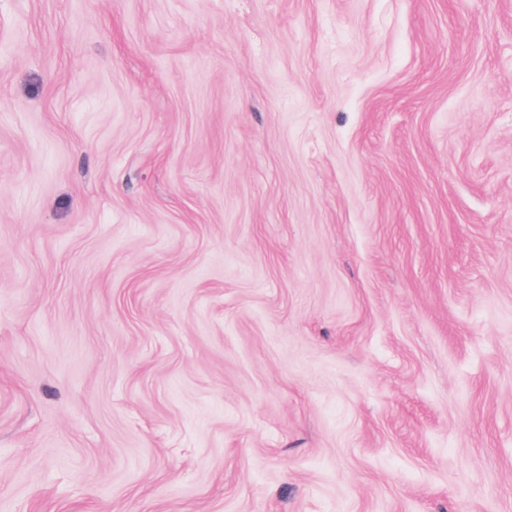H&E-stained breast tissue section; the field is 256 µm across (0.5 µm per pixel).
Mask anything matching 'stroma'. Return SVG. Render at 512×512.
I'll return each instance as SVG.
<instances>
[{
	"mask_svg": "<svg viewBox=\"0 0 512 512\" xmlns=\"http://www.w3.org/2000/svg\"><path fill=\"white\" fill-rule=\"evenodd\" d=\"M0 512H512V0H0Z\"/></svg>",
	"mask_w": 512,
	"mask_h": 512,
	"instance_id": "obj_1",
	"label": "stroma"
}]
</instances>
